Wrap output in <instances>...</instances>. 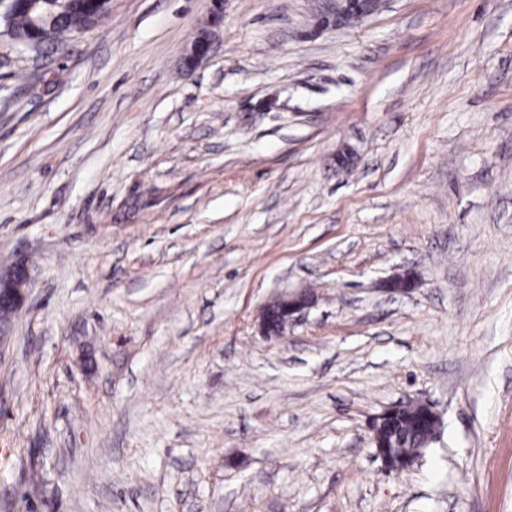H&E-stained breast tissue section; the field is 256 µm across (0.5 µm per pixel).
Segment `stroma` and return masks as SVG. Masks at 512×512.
<instances>
[{"label":"stroma","instance_id":"obj_1","mask_svg":"<svg viewBox=\"0 0 512 512\" xmlns=\"http://www.w3.org/2000/svg\"><path fill=\"white\" fill-rule=\"evenodd\" d=\"M324 6L0 36V512H512V0ZM408 399L441 435L389 474ZM365 0H332L329 8V15L332 16L336 26L345 25L352 21H359L362 18L371 15L374 11L362 12L361 3ZM372 12V13H371ZM28 276L26 268L22 264L11 265L1 270L0 296L8 300L9 306L17 311L24 301V288ZM313 303V297L311 295H288L282 296L272 302L264 305L260 321L264 329H269L268 320L270 317V313L272 311V306L278 305L281 316H282V324L288 325L289 321H295L300 314L309 308ZM407 410L412 412L419 411L420 415L422 416L426 424H428L429 426H433V428L436 431L441 422L439 413L429 402L425 401H409L399 403L386 408L381 414H379L371 423L370 441L375 451H377L378 448V452L376 453L377 457L380 458L383 468L387 471L407 470L416 461V459L412 458L411 460H405L399 463L395 460L392 454H389L386 451L379 449L397 448L396 446L389 447L388 444L386 443L385 436L391 427L392 418L395 415Z\"/></svg>","mask_w":512,"mask_h":512}]
</instances>
